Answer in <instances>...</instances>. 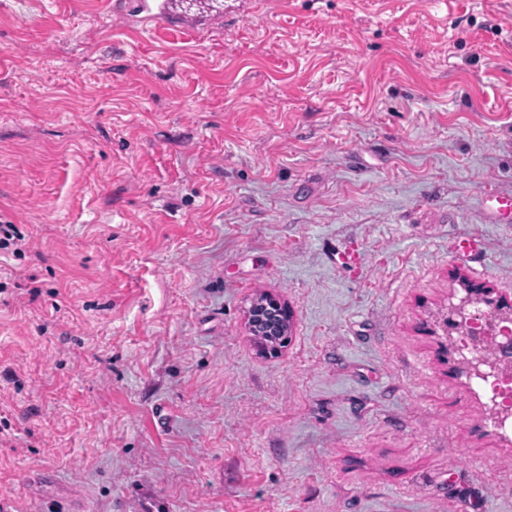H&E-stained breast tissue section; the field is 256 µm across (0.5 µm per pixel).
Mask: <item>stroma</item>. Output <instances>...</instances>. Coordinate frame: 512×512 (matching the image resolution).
<instances>
[{
  "label": "stroma",
  "mask_w": 512,
  "mask_h": 512,
  "mask_svg": "<svg viewBox=\"0 0 512 512\" xmlns=\"http://www.w3.org/2000/svg\"><path fill=\"white\" fill-rule=\"evenodd\" d=\"M114 2L0 0V512H512V0ZM165 0H141L136 3L138 14H143L144 25H162L168 23ZM267 311V315L274 314L276 317H285L288 320L283 321L279 326L281 328L285 329V336L288 332H290L291 328V322L288 313L282 308L280 303L272 298H266L262 304L256 305V303H253L248 310V324L251 328V330L254 328V326L259 325L258 317H261L264 312ZM261 313V314H259ZM490 336H492V334L486 333L484 331H478L477 328H475L474 331H472L471 341H472L475 349L479 353L478 357L476 358V362L475 363L472 362V369L475 373L479 374L480 366L485 365V366H488L489 369L496 375L501 376V377H510L511 378L512 377L511 356H510V359L498 358L491 364H488L485 361L484 353H483L484 344L488 343L489 340L491 341L493 339V337H490Z\"/></svg>",
  "instance_id": "stroma-1"
}]
</instances>
